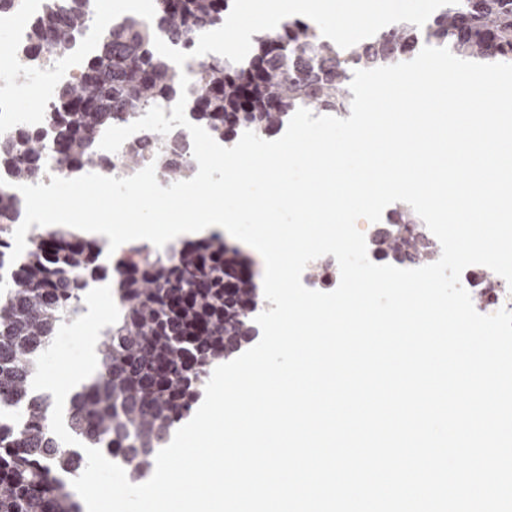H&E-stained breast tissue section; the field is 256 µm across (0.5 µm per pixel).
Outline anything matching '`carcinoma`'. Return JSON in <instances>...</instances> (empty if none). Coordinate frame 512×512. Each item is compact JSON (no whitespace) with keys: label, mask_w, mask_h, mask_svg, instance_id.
<instances>
[{"label":"carcinoma","mask_w":512,"mask_h":512,"mask_svg":"<svg viewBox=\"0 0 512 512\" xmlns=\"http://www.w3.org/2000/svg\"><path fill=\"white\" fill-rule=\"evenodd\" d=\"M230 0H152L148 15L112 20L79 80L53 98L50 142L39 132L0 136V169L16 180L35 176L46 147L67 170L103 165L94 144L99 133L180 96V70L160 55L154 36L188 48L198 34L224 21ZM94 0H50L32 26L28 52L68 54L91 20ZM247 66L213 59L188 86L185 112L210 135L232 143L239 130L264 137L300 107L347 111L345 88L358 69L399 63L425 46L447 47L481 63H512V0H460L418 28L394 23L348 49L323 38L310 23L293 19L254 38ZM184 161L176 162L171 152ZM158 151L157 177L184 179L189 147ZM143 144H129L123 164L134 169ZM17 203L0 192V512H80L60 474L84 471V451L64 448L51 430L54 401L31 387L35 358L59 326L77 314L91 284L113 277L124 306L99 341L97 375L70 399L66 424L81 443L120 453L132 478L154 464L156 449L202 394L210 367L229 359L257 335L254 314L262 307L255 274L241 251L219 237L169 250L137 249L131 267L118 258L100 262L104 245L62 227L26 237L22 255L10 262V224ZM420 223L405 205L377 240V249L432 261L437 253L403 229Z\"/></svg>","instance_id":"carcinoma-1"}]
</instances>
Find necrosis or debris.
Masks as SVG:
<instances>
[{"instance_id": "1", "label": "necrosis or debris", "mask_w": 512, "mask_h": 512, "mask_svg": "<svg viewBox=\"0 0 512 512\" xmlns=\"http://www.w3.org/2000/svg\"><path fill=\"white\" fill-rule=\"evenodd\" d=\"M48 0H21L18 9L0 13V29L8 33L13 50L6 66L0 68V135L25 129L48 131L47 115L55 88L79 79L83 60L96 45L107 15L95 14L78 44L64 56L45 53L37 57L27 52L31 25L42 15ZM38 80L41 94L28 110H21L19 97L30 80ZM462 286L480 298L479 313L489 315L500 309L512 311V288L503 278L481 265L467 267L461 274Z\"/></svg>"}]
</instances>
